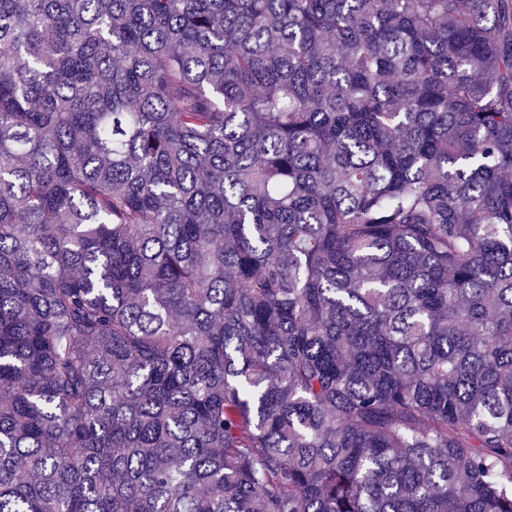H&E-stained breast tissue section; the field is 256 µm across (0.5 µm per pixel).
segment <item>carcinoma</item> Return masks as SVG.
Here are the masks:
<instances>
[{
    "instance_id": "1",
    "label": "carcinoma",
    "mask_w": 512,
    "mask_h": 512,
    "mask_svg": "<svg viewBox=\"0 0 512 512\" xmlns=\"http://www.w3.org/2000/svg\"><path fill=\"white\" fill-rule=\"evenodd\" d=\"M0 512H512V0H0Z\"/></svg>"
}]
</instances>
